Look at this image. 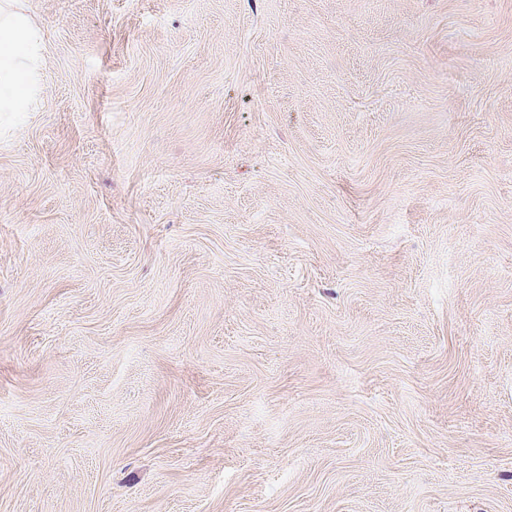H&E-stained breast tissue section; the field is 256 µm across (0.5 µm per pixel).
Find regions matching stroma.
Instances as JSON below:
<instances>
[{
    "label": "stroma",
    "mask_w": 512,
    "mask_h": 512,
    "mask_svg": "<svg viewBox=\"0 0 512 512\" xmlns=\"http://www.w3.org/2000/svg\"><path fill=\"white\" fill-rule=\"evenodd\" d=\"M0 512H512V0H20Z\"/></svg>",
    "instance_id": "obj_1"
}]
</instances>
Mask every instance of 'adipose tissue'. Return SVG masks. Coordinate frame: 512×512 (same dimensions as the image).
Wrapping results in <instances>:
<instances>
[{
	"label": "adipose tissue",
	"instance_id": "obj_1",
	"mask_svg": "<svg viewBox=\"0 0 512 512\" xmlns=\"http://www.w3.org/2000/svg\"><path fill=\"white\" fill-rule=\"evenodd\" d=\"M43 57L39 29L18 0H0V112H21Z\"/></svg>",
	"mask_w": 512,
	"mask_h": 512
}]
</instances>
